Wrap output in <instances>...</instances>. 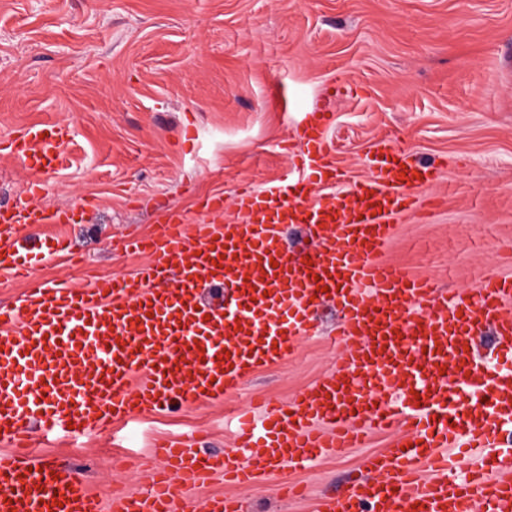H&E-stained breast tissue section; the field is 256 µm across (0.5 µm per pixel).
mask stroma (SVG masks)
Returning <instances> with one entry per match:
<instances>
[{"label":"stroma","instance_id":"1","mask_svg":"<svg viewBox=\"0 0 512 512\" xmlns=\"http://www.w3.org/2000/svg\"><path fill=\"white\" fill-rule=\"evenodd\" d=\"M349 84L353 96H332ZM329 112L337 164L367 172L372 142L388 134L441 167L424 189L438 204L410 211L384 253L439 288L469 294L490 276H512V0H0V141L37 123L67 122L62 168L40 175L52 208H84L81 222L45 224L27 243L69 239L84 266L45 261L34 280L89 287L132 272L139 258L113 249L149 233L168 208L195 215L220 193L225 214L243 183L292 170L282 149L312 112ZM300 339L288 361L262 369L226 401L173 404L121 427L120 444L87 432L43 442V466L78 473L87 489L145 487L164 462L154 445L199 433V449L232 446L226 413L266 398L282 405L336 367L328 331ZM403 432L327 457L249 488L223 477L183 490L186 512L214 495L245 512H314L323 496L367 478L365 459Z\"/></svg>","mask_w":512,"mask_h":512}]
</instances>
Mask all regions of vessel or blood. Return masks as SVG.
Segmentation results:
<instances>
[{
	"instance_id": "1",
	"label": "vessel or blood",
	"mask_w": 512,
	"mask_h": 512,
	"mask_svg": "<svg viewBox=\"0 0 512 512\" xmlns=\"http://www.w3.org/2000/svg\"><path fill=\"white\" fill-rule=\"evenodd\" d=\"M331 121L316 112L299 126L301 179L245 185L233 218L220 194L200 201L194 222L169 210L152 234L123 243L148 263L87 288L30 282L18 246L40 225L75 223L74 212L38 204L36 183L0 207V272L28 284L22 305L0 307V512H102L79 477L34 468V431L104 432L173 401L231 396L319 334L328 302L332 341L350 348L334 372L290 406L240 416L231 453L161 443L165 469L113 500V512H181V486L215 473L248 486L343 455L397 421L406 430L368 459L371 478L314 512H512V277L451 295L386 262L394 219L440 169L381 136L366 176L334 192L345 173ZM69 137L62 121L32 126L10 152L47 173L63 165ZM288 224L312 248L290 255Z\"/></svg>"
}]
</instances>
